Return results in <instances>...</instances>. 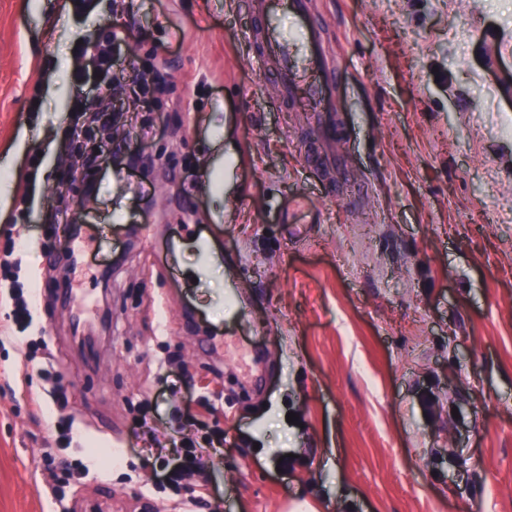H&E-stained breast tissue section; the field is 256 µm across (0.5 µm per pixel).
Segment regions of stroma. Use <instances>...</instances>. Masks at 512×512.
Listing matches in <instances>:
<instances>
[{
	"label": "stroma",
	"instance_id": "1",
	"mask_svg": "<svg viewBox=\"0 0 512 512\" xmlns=\"http://www.w3.org/2000/svg\"><path fill=\"white\" fill-rule=\"evenodd\" d=\"M316 2L332 171L247 0H0V512H512V0ZM119 25L129 135L57 196ZM178 448H182L179 451L180 457L183 456L182 462L171 469L167 466L164 473V482L177 491L184 487L185 482L192 475L198 456L203 449L196 448L195 441L192 439L183 441Z\"/></svg>",
	"mask_w": 512,
	"mask_h": 512
}]
</instances>
